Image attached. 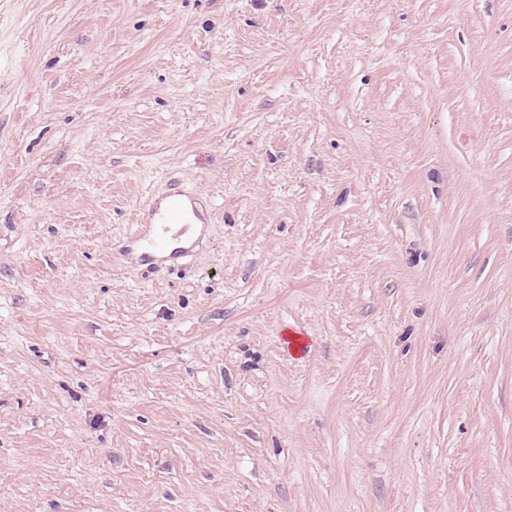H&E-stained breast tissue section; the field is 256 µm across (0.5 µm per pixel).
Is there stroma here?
<instances>
[{
  "label": "stroma",
  "mask_w": 512,
  "mask_h": 512,
  "mask_svg": "<svg viewBox=\"0 0 512 512\" xmlns=\"http://www.w3.org/2000/svg\"><path fill=\"white\" fill-rule=\"evenodd\" d=\"M0 512H512V0H0ZM184 195L179 191H169L162 197L154 198L148 209L151 211V217L155 219V234L152 237H146L136 234L132 237L136 243H143L148 247L158 249L164 247L168 242V235L173 224H188L186 218L187 205L183 200ZM164 206L161 209L162 201Z\"/></svg>",
  "instance_id": "obj_1"
}]
</instances>
